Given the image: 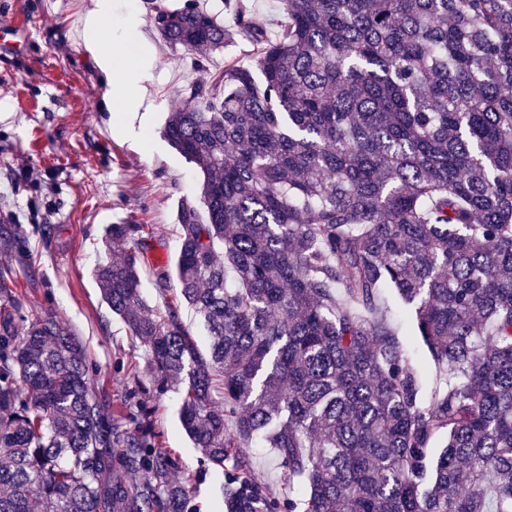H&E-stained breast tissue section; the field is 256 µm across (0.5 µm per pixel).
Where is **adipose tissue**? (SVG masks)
I'll return each instance as SVG.
<instances>
[{
  "label": "adipose tissue",
  "instance_id": "adipose-tissue-1",
  "mask_svg": "<svg viewBox=\"0 0 512 512\" xmlns=\"http://www.w3.org/2000/svg\"><path fill=\"white\" fill-rule=\"evenodd\" d=\"M138 26L134 8H127L122 18H115L112 0H96L95 7L87 16L86 27L91 32L85 44L104 74L111 94L106 109L116 125H126L130 104L141 93V77L135 64V57L128 52L118 51L115 40H122Z\"/></svg>",
  "mask_w": 512,
  "mask_h": 512
}]
</instances>
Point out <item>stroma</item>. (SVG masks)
<instances>
[{
	"label": "stroma",
	"instance_id": "1",
	"mask_svg": "<svg viewBox=\"0 0 512 512\" xmlns=\"http://www.w3.org/2000/svg\"><path fill=\"white\" fill-rule=\"evenodd\" d=\"M95 0H0V27H17L0 44V226L19 227L29 255L14 290L26 312L71 328L97 369L95 381L116 416L147 396L157 438L174 453L192 512H222L224 473L205 462L179 423L175 390L156 392L143 343L108 309L92 275L110 224H140L142 295L156 312L179 290L155 286L174 268L182 200L196 198L201 176L161 135L169 101L201 79L183 50L162 42L152 0H136L147 45L136 63L149 112L132 129H113L109 87L79 45Z\"/></svg>",
	"mask_w": 512,
	"mask_h": 512
}]
</instances>
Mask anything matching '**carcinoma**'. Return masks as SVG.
<instances>
[{
  "mask_svg": "<svg viewBox=\"0 0 512 512\" xmlns=\"http://www.w3.org/2000/svg\"><path fill=\"white\" fill-rule=\"evenodd\" d=\"M186 0L159 37L208 78L163 136L202 176L184 200L181 297L141 295V224L93 275L157 389L224 469V512H512V0H281L275 37ZM238 37L247 63L211 70ZM0 267V512H189L151 412L115 418L76 334L30 317ZM443 378L425 390L381 293ZM276 450L288 491L252 477Z\"/></svg>",
  "mask_w": 512,
  "mask_h": 512,
  "instance_id": "cac0c4a2",
  "label": "carcinoma"
}]
</instances>
